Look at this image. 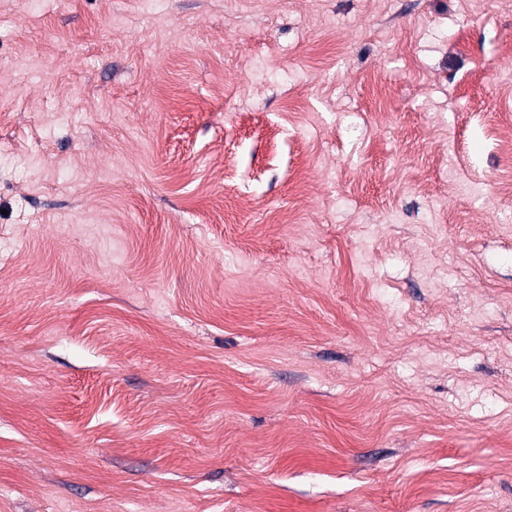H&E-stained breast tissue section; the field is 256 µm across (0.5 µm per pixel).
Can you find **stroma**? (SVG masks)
Instances as JSON below:
<instances>
[{"mask_svg":"<svg viewBox=\"0 0 512 512\" xmlns=\"http://www.w3.org/2000/svg\"><path fill=\"white\" fill-rule=\"evenodd\" d=\"M512 7L0 0V512H512Z\"/></svg>","mask_w":512,"mask_h":512,"instance_id":"35a3bbf8","label":"stroma"}]
</instances>
